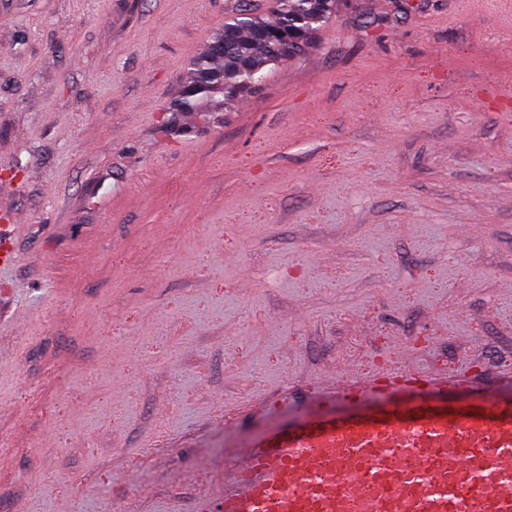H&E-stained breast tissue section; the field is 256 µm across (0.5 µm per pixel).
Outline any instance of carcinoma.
Segmentation results:
<instances>
[{
	"instance_id": "obj_1",
	"label": "carcinoma",
	"mask_w": 512,
	"mask_h": 512,
	"mask_svg": "<svg viewBox=\"0 0 512 512\" xmlns=\"http://www.w3.org/2000/svg\"><path fill=\"white\" fill-rule=\"evenodd\" d=\"M337 0H278L272 20L249 15L224 23L190 61L172 112H214L234 102L280 62L309 46L336 11Z\"/></svg>"
}]
</instances>
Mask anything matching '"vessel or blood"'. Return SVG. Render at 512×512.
<instances>
[{
  "label": "vessel or blood",
  "instance_id": "vessel-or-blood-1",
  "mask_svg": "<svg viewBox=\"0 0 512 512\" xmlns=\"http://www.w3.org/2000/svg\"><path fill=\"white\" fill-rule=\"evenodd\" d=\"M432 383L404 368L338 384L337 398L387 400L392 417L267 435L226 463L232 486L199 512H512V401L402 411Z\"/></svg>",
  "mask_w": 512,
  "mask_h": 512
}]
</instances>
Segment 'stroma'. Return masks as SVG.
I'll use <instances>...</instances> for the list:
<instances>
[{
	"label": "stroma",
	"instance_id": "obj_1",
	"mask_svg": "<svg viewBox=\"0 0 512 512\" xmlns=\"http://www.w3.org/2000/svg\"><path fill=\"white\" fill-rule=\"evenodd\" d=\"M275 6L0 0V512H191L379 367L512 399V7L340 0L224 111H171Z\"/></svg>",
	"mask_w": 512,
	"mask_h": 512
}]
</instances>
